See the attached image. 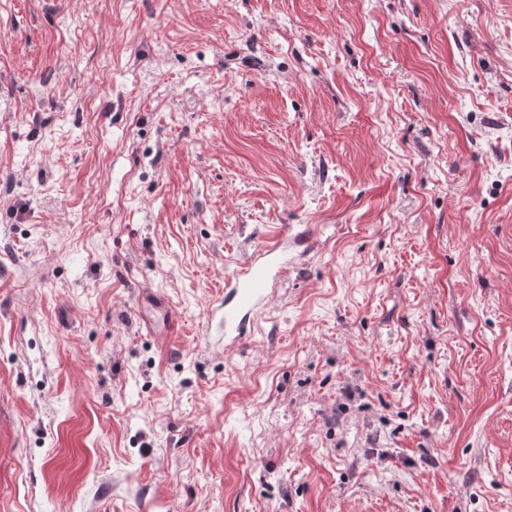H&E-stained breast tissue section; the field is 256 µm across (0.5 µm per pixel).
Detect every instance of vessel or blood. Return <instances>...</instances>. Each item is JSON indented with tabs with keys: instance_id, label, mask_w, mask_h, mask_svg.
Wrapping results in <instances>:
<instances>
[{
	"instance_id": "vessel-or-blood-1",
	"label": "vessel or blood",
	"mask_w": 512,
	"mask_h": 512,
	"mask_svg": "<svg viewBox=\"0 0 512 512\" xmlns=\"http://www.w3.org/2000/svg\"><path fill=\"white\" fill-rule=\"evenodd\" d=\"M296 236L288 227L267 234L224 280V292L209 310L206 335L224 339L225 350L240 347L269 308L277 285L301 262ZM140 314L148 331L173 334L177 319L165 298L155 292L140 297Z\"/></svg>"
}]
</instances>
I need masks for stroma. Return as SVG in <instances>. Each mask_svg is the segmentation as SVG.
Returning <instances> with one entry per match:
<instances>
[{
    "mask_svg": "<svg viewBox=\"0 0 512 512\" xmlns=\"http://www.w3.org/2000/svg\"><path fill=\"white\" fill-rule=\"evenodd\" d=\"M0 512H512V0H0ZM288 226L267 234L224 279V294L209 310L205 336H222L224 352L240 347L269 308L277 285L301 263ZM140 314L149 332L155 333L156 327H160L161 332L170 336L174 333L176 315L161 294L144 292L140 297Z\"/></svg>",
    "mask_w": 512,
    "mask_h": 512,
    "instance_id": "obj_1",
    "label": "stroma"
}]
</instances>
